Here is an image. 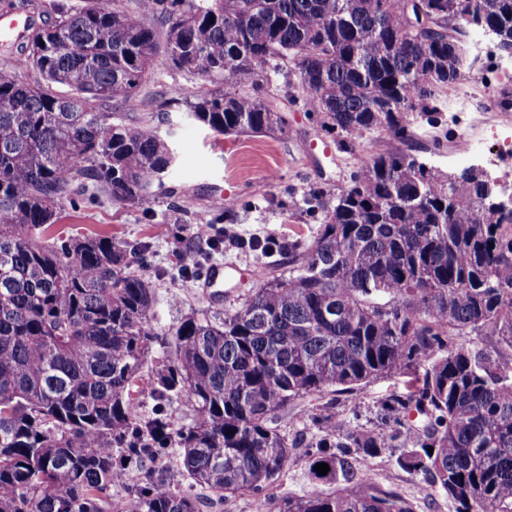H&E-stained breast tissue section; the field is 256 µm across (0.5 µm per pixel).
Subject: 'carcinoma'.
<instances>
[{"label": "carcinoma", "mask_w": 512, "mask_h": 512, "mask_svg": "<svg viewBox=\"0 0 512 512\" xmlns=\"http://www.w3.org/2000/svg\"><path fill=\"white\" fill-rule=\"evenodd\" d=\"M471 20L512 39V0H423L420 15L402 0H54L29 18L0 66V512H200L147 468L173 448L217 498L267 504L297 447L275 426L291 404L397 375L410 380L382 428L346 424L334 398L316 408L308 471L336 489L278 512H414L355 472L382 448L456 512H512V221L479 207L475 175L359 155L351 185L314 195L322 224L288 242V274L270 271L222 319L168 329L140 245L52 232L78 187L139 207L162 184L168 142L107 110L140 105L158 57L200 77L192 100L173 88L169 103L215 134H285L264 83L286 64L326 132L404 141L410 114L432 116L461 77Z\"/></svg>", "instance_id": "carcinoma-1"}]
</instances>
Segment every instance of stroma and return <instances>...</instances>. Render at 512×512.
<instances>
[{
	"mask_svg": "<svg viewBox=\"0 0 512 512\" xmlns=\"http://www.w3.org/2000/svg\"><path fill=\"white\" fill-rule=\"evenodd\" d=\"M466 66L457 83L438 92L433 120L414 118L412 140L403 142L387 132L370 131L352 144L325 132L315 113L303 100L292 97L284 77L272 75L267 89L285 116V135H217L188 113H163L160 103L171 88L192 97L199 88L197 75L176 71L157 59L140 92L142 104L128 110L112 106L115 121L157 130L170 141L175 160L164 178L162 190L139 207L113 203L103 193L79 195L77 206H64L57 231L69 235L106 233L113 238L145 245L142 274L156 298V319L169 327L191 313L223 315L241 307L265 278L267 265L287 272L284 255L268 256L239 248L238 240L285 242L312 240L320 216L309 201L311 193L332 194L350 185L356 171V155L408 147L441 171L470 164H486L495 150L487 128L470 124L459 114L458 98L472 110L483 109L487 99H498L512 90V59L500 56L490 39L478 30L465 36ZM225 242L211 247L216 233ZM221 268L224 276L209 285V268ZM404 387L402 377L379 378L359 392L336 398V409L347 424L381 425V404L391 391ZM398 449L385 448L373 458H361L356 469L371 470L383 488L399 491L415 512H455L444 492L429 486L422 476L401 469ZM168 487L188 492L201 501V512H258V503L247 495L217 499L210 491L184 476L177 459L163 468ZM303 449L291 460L274 484L275 499L300 497L313 491Z\"/></svg>",
	"mask_w": 512,
	"mask_h": 512,
	"instance_id": "obj_1",
	"label": "stroma"
}]
</instances>
